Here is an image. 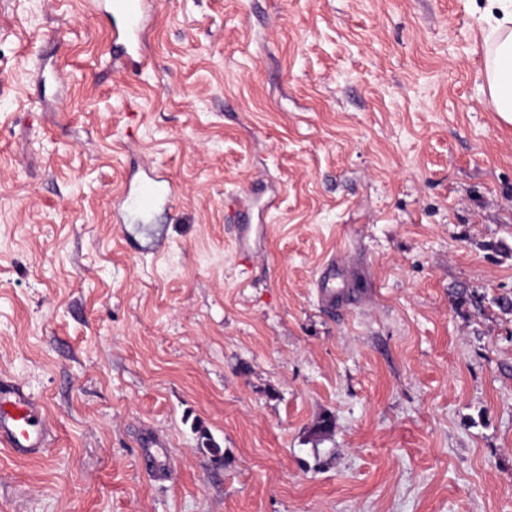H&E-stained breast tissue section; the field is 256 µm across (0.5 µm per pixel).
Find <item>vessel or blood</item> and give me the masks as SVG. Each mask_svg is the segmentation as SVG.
I'll return each instance as SVG.
<instances>
[{"mask_svg":"<svg viewBox=\"0 0 512 512\" xmlns=\"http://www.w3.org/2000/svg\"><path fill=\"white\" fill-rule=\"evenodd\" d=\"M91 8L108 5L112 25V61L120 67L141 64V44L150 20V0H88ZM175 189L170 182L150 176L137 193L122 191L121 207L137 211L152 210L157 202L170 199ZM52 436L42 404L23 385L0 378V447L20 459L43 453ZM164 444L154 434H146L143 460L148 473L164 477Z\"/></svg>","mask_w":512,"mask_h":512,"instance_id":"obj_1","label":"vessel or blood"}]
</instances>
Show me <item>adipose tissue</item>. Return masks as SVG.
Returning a JSON list of instances; mask_svg holds the SVG:
<instances>
[{"label": "adipose tissue", "mask_w": 512, "mask_h": 512, "mask_svg": "<svg viewBox=\"0 0 512 512\" xmlns=\"http://www.w3.org/2000/svg\"><path fill=\"white\" fill-rule=\"evenodd\" d=\"M478 20L489 99L500 119L512 124V0H487Z\"/></svg>", "instance_id": "ef3b65f1"}]
</instances>
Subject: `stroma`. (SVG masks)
<instances>
[{"instance_id": "1", "label": "stroma", "mask_w": 512, "mask_h": 512, "mask_svg": "<svg viewBox=\"0 0 512 512\" xmlns=\"http://www.w3.org/2000/svg\"><path fill=\"white\" fill-rule=\"evenodd\" d=\"M152 14L136 72L86 0H0V376L53 427L0 449V512H512V125L470 0ZM148 171L179 195L119 215ZM142 448V456L148 473L153 477L162 478L166 475V463L161 460L165 454V445L160 438L153 433H146Z\"/></svg>"}]
</instances>
